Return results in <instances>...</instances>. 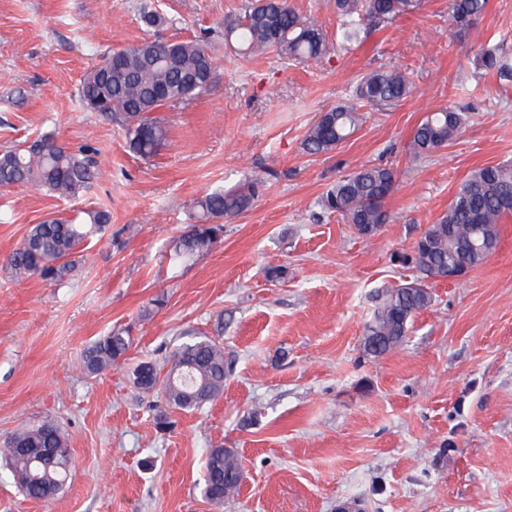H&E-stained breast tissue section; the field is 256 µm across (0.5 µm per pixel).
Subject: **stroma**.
<instances>
[{"label": "stroma", "instance_id": "35a3bbf8", "mask_svg": "<svg viewBox=\"0 0 512 512\" xmlns=\"http://www.w3.org/2000/svg\"><path fill=\"white\" fill-rule=\"evenodd\" d=\"M243 0H0V152L42 135L89 149L100 174L64 199L31 185L0 189V263L30 227L80 208L110 215L60 286L0 267V440L55 419L73 468L49 500L26 497L0 460V512H512V217L497 251L458 282L430 281L434 302L403 345L378 359L362 337L386 286L467 174L512 164V82L475 64L486 45L512 58V0H489L456 28L448 0L341 44L333 0H292L322 28L319 64L242 54L224 22ZM166 26L151 28L143 12ZM205 40L216 67L201 97L163 109L169 139L132 152L125 129L79 100L84 75L109 51L144 40ZM394 67L410 96L363 107L336 150L303 142L319 112L352 103L366 72ZM445 106L467 112L459 136L413 156L417 124ZM365 165L398 174L387 219L371 236L322 210L336 180ZM254 185L252 206L225 221L209 252L172 262L168 244L197 198ZM284 268L282 278L268 271ZM151 318L141 312L156 297ZM131 330L118 366L82 374L85 350ZM195 328L224 347V393L172 413L158 430L156 395L129 370L163 359ZM234 449L244 479L216 509L201 494L210 448Z\"/></svg>", "mask_w": 512, "mask_h": 512}]
</instances>
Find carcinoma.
<instances>
[{
    "mask_svg": "<svg viewBox=\"0 0 512 512\" xmlns=\"http://www.w3.org/2000/svg\"><path fill=\"white\" fill-rule=\"evenodd\" d=\"M342 16L341 40H362L366 22L389 20L415 9L419 0H334ZM487 0H449L453 21L469 25L486 9ZM224 39L253 54L274 52L286 60H321L328 43L321 27L291 6L289 0H248L238 17L224 22ZM477 66L501 82L512 81V62L500 47L481 50ZM214 82V64L200 41L161 43L159 54L145 55L136 46L114 50L84 77L79 97L86 108L103 112L126 128L132 151L154 154L168 138V127L154 113L206 93ZM411 84L399 69L366 73L354 88L355 98L372 106L404 100ZM363 115L354 105L320 113L309 127L304 148L310 154L332 151L359 127ZM467 115L453 107L428 114L414 129L410 143L416 155L437 151L462 131ZM97 174L93 157L76 153L45 135L29 145L0 153V188L33 184L64 197H74ZM396 174L381 166H364L338 179L322 196L321 207L339 215L358 233L371 236L386 221L383 201L394 188ZM251 192L212 191L199 198L185 230L170 242L171 259L181 261L210 250L220 239L223 222L248 210ZM512 216V165L478 167L461 183L448 209L429 225L414 250L404 257L416 271L411 282L387 289L362 339L363 353L380 358L406 339L412 318L433 301L429 281L460 267L481 265L499 243V225ZM108 212L96 208L82 217H53L35 224L22 244L5 259L15 279L64 282L75 269L77 254L89 237L104 231ZM130 332L113 329L84 353L83 370L98 376L127 352ZM224 347L208 336L180 344L163 363L141 361L131 370L133 384L161 396L171 410L193 411L224 393ZM15 482L32 499L49 500L64 487L73 462L68 438L52 420L15 430L0 448ZM243 473L233 450L216 446L204 465L202 495L219 507L239 489Z\"/></svg>",
    "mask_w": 512,
    "mask_h": 512,
    "instance_id": "obj_1",
    "label": "carcinoma"
}]
</instances>
